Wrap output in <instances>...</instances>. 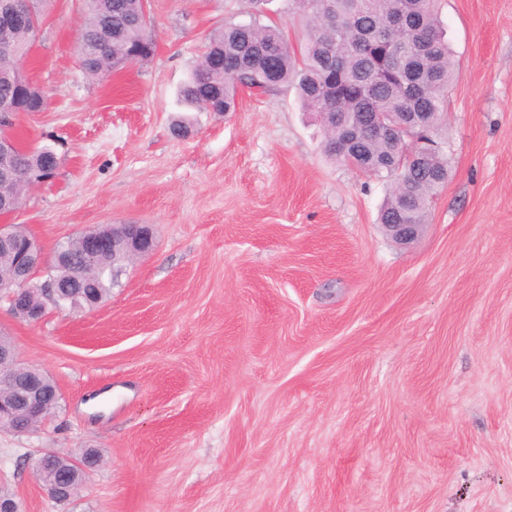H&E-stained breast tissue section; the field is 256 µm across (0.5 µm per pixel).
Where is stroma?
Wrapping results in <instances>:
<instances>
[{
    "label": "stroma",
    "instance_id": "1",
    "mask_svg": "<svg viewBox=\"0 0 512 512\" xmlns=\"http://www.w3.org/2000/svg\"><path fill=\"white\" fill-rule=\"evenodd\" d=\"M289 7L150 0L154 55L94 80L80 0H55L26 61L49 106L15 132L60 167L10 221L48 258L103 224L151 225L155 247L94 308L27 323L0 304L62 394L0 433L22 512H512V0L437 2L448 180L407 245L378 223L390 179L329 159L295 89L224 114L177 100L224 23L299 47ZM45 448L101 456L68 503L33 475Z\"/></svg>",
    "mask_w": 512,
    "mask_h": 512
}]
</instances>
